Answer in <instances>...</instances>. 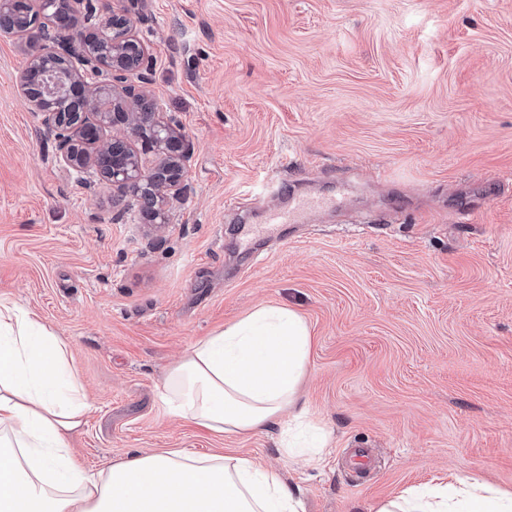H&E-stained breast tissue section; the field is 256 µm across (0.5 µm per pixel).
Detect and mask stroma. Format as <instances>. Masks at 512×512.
I'll use <instances>...</instances> for the list:
<instances>
[{"label": "stroma", "instance_id": "35a3bbf8", "mask_svg": "<svg viewBox=\"0 0 512 512\" xmlns=\"http://www.w3.org/2000/svg\"><path fill=\"white\" fill-rule=\"evenodd\" d=\"M133 75L189 149L168 224L59 161L0 37V299L68 347L90 472L125 454L234 453L283 468L302 512H370L470 475L512 492V0H114ZM348 208L244 252L272 180ZM258 304L312 328L300 404L329 436L286 463L278 428L203 433L162 382ZM354 448L374 466L356 478Z\"/></svg>", "mask_w": 512, "mask_h": 512}]
</instances>
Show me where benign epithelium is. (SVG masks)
I'll return each instance as SVG.
<instances>
[{
	"label": "benign epithelium",
	"mask_w": 512,
	"mask_h": 512,
	"mask_svg": "<svg viewBox=\"0 0 512 512\" xmlns=\"http://www.w3.org/2000/svg\"><path fill=\"white\" fill-rule=\"evenodd\" d=\"M10 0H0V33L16 36L36 33L40 46L31 51L18 84L32 112L54 133L63 164L77 172L94 171L102 180L123 191H130L141 203L143 217L155 224L166 223L163 204L166 197L179 191L185 177L187 151L173 122L160 112L157 102L144 87L128 82V73L141 67L148 49L134 32V22L121 11H112L99 27L96 41L87 45L76 62L68 64L65 77L70 86L83 91L82 100L45 85L37 95L28 92L42 72L55 70V18L50 12L52 0H40L44 8L22 21L7 18ZM67 30L75 40L85 39V27L68 12ZM106 73L101 85L90 84L86 68ZM93 114L91 120L88 114ZM112 129L129 133L159 156L151 169L123 137L104 138Z\"/></svg>",
	"instance_id": "7a95c632"
}]
</instances>
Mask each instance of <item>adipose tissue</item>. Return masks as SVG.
Here are the masks:
<instances>
[{
    "label": "adipose tissue",
    "instance_id": "1",
    "mask_svg": "<svg viewBox=\"0 0 512 512\" xmlns=\"http://www.w3.org/2000/svg\"><path fill=\"white\" fill-rule=\"evenodd\" d=\"M311 346L295 309L258 306L169 369V409L212 434L280 428L288 457L315 458L327 436L299 406ZM89 408L64 343L0 299V512H300L282 471L247 456L136 453L87 473L70 441ZM373 512H512V493L463 477L404 489Z\"/></svg>",
    "mask_w": 512,
    "mask_h": 512
}]
</instances>
